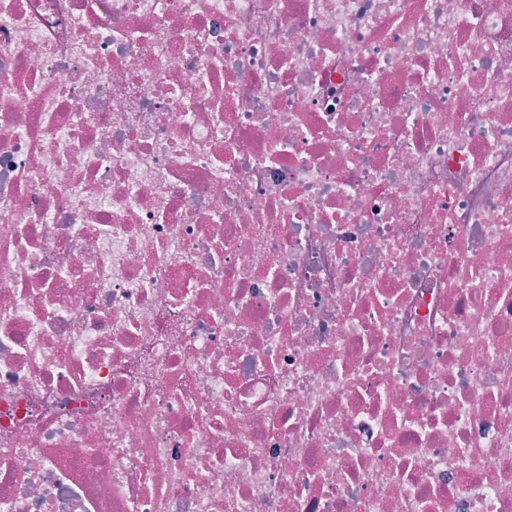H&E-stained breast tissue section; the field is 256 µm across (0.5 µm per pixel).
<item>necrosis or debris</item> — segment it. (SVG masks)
Masks as SVG:
<instances>
[{"instance_id": "1", "label": "necrosis or debris", "mask_w": 512, "mask_h": 512, "mask_svg": "<svg viewBox=\"0 0 512 512\" xmlns=\"http://www.w3.org/2000/svg\"><path fill=\"white\" fill-rule=\"evenodd\" d=\"M0 512H512V0H0Z\"/></svg>"}]
</instances>
